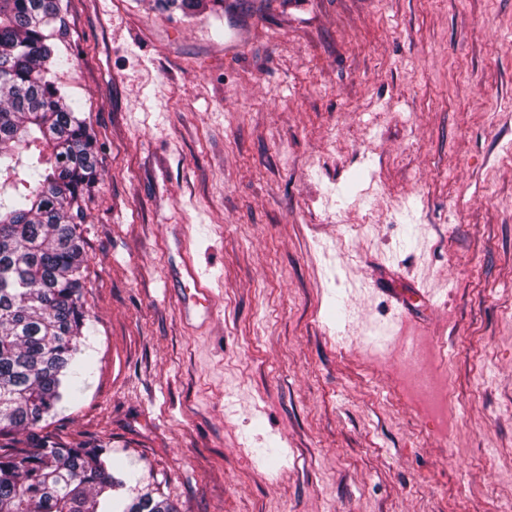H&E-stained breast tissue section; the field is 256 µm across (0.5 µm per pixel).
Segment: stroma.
Masks as SVG:
<instances>
[{"instance_id": "stroma-1", "label": "stroma", "mask_w": 512, "mask_h": 512, "mask_svg": "<svg viewBox=\"0 0 512 512\" xmlns=\"http://www.w3.org/2000/svg\"><path fill=\"white\" fill-rule=\"evenodd\" d=\"M61 5L98 182L85 384L45 433L177 512H512V0ZM396 278L432 296L452 435L370 362ZM175 276L182 285V295L179 299V314L182 321L191 326L196 322L199 325L209 323L214 314L211 305L212 290L187 252L182 253Z\"/></svg>"}]
</instances>
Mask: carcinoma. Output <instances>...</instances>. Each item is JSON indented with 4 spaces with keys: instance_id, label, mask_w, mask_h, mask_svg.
I'll return each mask as SVG.
<instances>
[{
    "instance_id": "1",
    "label": "carcinoma",
    "mask_w": 512,
    "mask_h": 512,
    "mask_svg": "<svg viewBox=\"0 0 512 512\" xmlns=\"http://www.w3.org/2000/svg\"><path fill=\"white\" fill-rule=\"evenodd\" d=\"M59 0H0V512H177L156 490L130 501L100 446L62 443L41 422L79 390L87 255L78 231L97 175L86 119L53 71Z\"/></svg>"
}]
</instances>
